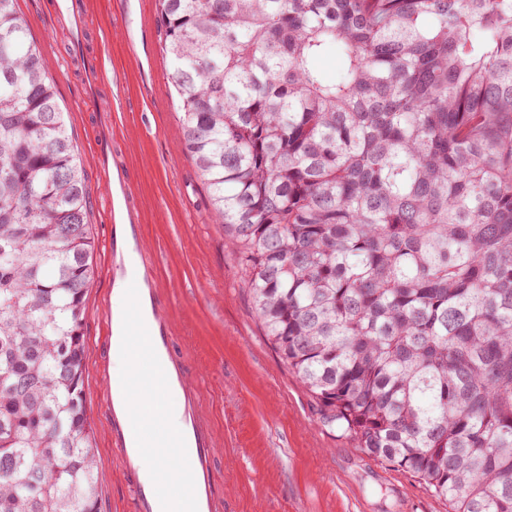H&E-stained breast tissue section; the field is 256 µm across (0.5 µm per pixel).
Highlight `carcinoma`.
Returning <instances> with one entry per match:
<instances>
[{
    "label": "carcinoma",
    "instance_id": "carcinoma-1",
    "mask_svg": "<svg viewBox=\"0 0 512 512\" xmlns=\"http://www.w3.org/2000/svg\"><path fill=\"white\" fill-rule=\"evenodd\" d=\"M158 10L185 149L322 421L448 512H512V0ZM89 214L56 85L0 0V512H101Z\"/></svg>",
    "mask_w": 512,
    "mask_h": 512
}]
</instances>
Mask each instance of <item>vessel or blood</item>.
Returning a JSON list of instances; mask_svg holds the SVG:
<instances>
[{
    "instance_id": "obj_1",
    "label": "vessel or blood",
    "mask_w": 512,
    "mask_h": 512,
    "mask_svg": "<svg viewBox=\"0 0 512 512\" xmlns=\"http://www.w3.org/2000/svg\"><path fill=\"white\" fill-rule=\"evenodd\" d=\"M57 16L69 29H81L85 10L59 0ZM105 81L99 57L87 60L83 92ZM94 164L106 195V276L110 290L96 308L109 346L132 362L128 372L116 373L108 357H99L95 374L99 389L96 407L105 411L108 444L130 491L129 512H224L215 488L217 447L212 429L198 409L200 382L177 352L176 336L159 288L157 262L145 249L142 220L128 168L112 156L109 122H101ZM160 386L167 403L179 414L177 429L162 419H145L136 410L134 393ZM165 453L186 474L176 497L161 493L166 480L161 469L146 470L145 460Z\"/></svg>"
}]
</instances>
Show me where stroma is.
<instances>
[{
	"label": "stroma",
	"mask_w": 512,
	"mask_h": 512,
	"mask_svg": "<svg viewBox=\"0 0 512 512\" xmlns=\"http://www.w3.org/2000/svg\"><path fill=\"white\" fill-rule=\"evenodd\" d=\"M56 83L59 103L87 176L94 238L106 222L93 163L102 114L131 174L143 239L158 262L159 286L179 347L202 383L201 408L218 439L215 460L224 512H448L418 479L354 448L325 425L295 373L260 326L238 258L212 220L208 193L186 151L180 96L162 47L156 0H90L85 43L108 82L98 98L79 93L69 35L55 24V0H17ZM102 475L103 512H127V487L90 410Z\"/></svg>",
	"instance_id": "1"
}]
</instances>
